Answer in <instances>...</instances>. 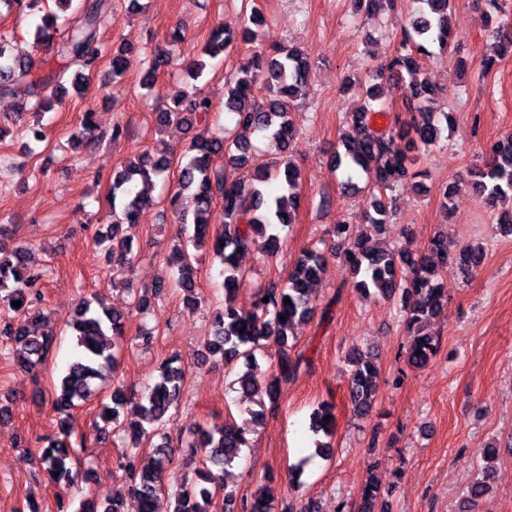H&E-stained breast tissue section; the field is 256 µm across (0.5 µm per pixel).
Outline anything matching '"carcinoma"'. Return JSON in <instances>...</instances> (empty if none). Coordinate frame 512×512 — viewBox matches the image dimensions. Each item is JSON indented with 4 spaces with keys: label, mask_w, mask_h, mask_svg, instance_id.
Wrapping results in <instances>:
<instances>
[{
    "label": "carcinoma",
    "mask_w": 512,
    "mask_h": 512,
    "mask_svg": "<svg viewBox=\"0 0 512 512\" xmlns=\"http://www.w3.org/2000/svg\"><path fill=\"white\" fill-rule=\"evenodd\" d=\"M64 8L73 7L71 17L58 23V16L48 12L36 24L34 42L48 45L60 60V67L43 76L33 70V64L14 59L7 52L4 37L0 35V95L19 96L32 104L38 112H48L53 103L44 94L48 85L63 90L67 71L75 67L78 75L92 71L106 54L101 41V16L94 0H54ZM488 14L501 16L493 35L505 53L512 54V12L508 0H485ZM357 8L367 13L383 11L388 18L400 23L403 41L390 58L382 61L369 76L349 122L360 134L345 137L341 148L331 156L334 171L344 177L343 187L366 192L370 197L366 223L372 231L384 233L389 224L392 200L386 191L402 179L420 173H410L420 159L419 152L439 144L444 133L452 127L449 112L435 107V85L427 76L419 77L417 56L431 54L429 46L439 50L450 48L452 29L449 23L452 0H420L417 12L401 19L393 15L395 0H354ZM250 28L239 37L248 40ZM234 34L218 26L213 28L204 54L215 57L228 52L236 43ZM146 67L144 81L150 84L159 70L169 63V51H159L151 57L134 58L133 50L121 48L112 53V77L119 78L133 64ZM408 74L415 113L410 121L378 130L370 125L373 116L385 111L380 102L378 81L385 74ZM310 62L295 47H280L271 52L258 51L240 64L235 79L227 83L224 108L235 115L237 127L260 133L281 154L282 159L272 164L254 166L255 147L240 136L231 138L222 131L215 134L210 124L211 99L193 87L190 92L176 95L166 109L157 115V123L164 126L181 125L196 130L188 146L186 161L181 167L177 184L166 196L183 228L185 246L175 249L169 257L177 265L174 286L194 293L196 289L193 265L195 255L188 246H201L213 238V255L224 266V305L212 319V335L205 348L212 356L232 362L243 360L245 370L237 383L244 397L265 395L270 404L279 399V385L299 373L303 355L295 353L288 344L292 327L312 318L314 288L325 274V262L316 249L306 250L288 270L283 283L272 282L255 295L251 309L243 310L233 303L234 293L245 281L236 259L253 250L273 254L279 250L277 226L291 224L300 206L299 184L301 171L288 155L296 137L290 116L295 101L308 86ZM171 166L162 150L143 151L112 170V223L105 240L110 242L106 254L112 262L129 268L135 260L132 242L123 235L122 227L135 222L138 212L153 202L150 195L152 178ZM364 186H359L358 180ZM467 183L480 200L490 208L507 201L512 204V134H507L489 147V156L481 167L469 171ZM224 209V224L217 234L210 232V216L216 202ZM332 235L336 249L343 252L345 261L356 275L353 287L365 296L383 300H398L407 313L409 340L407 363L414 368L426 366L435 356L439 338L426 331L427 323L440 315L448 302L447 289L438 283V267L449 262L468 273L480 262L481 251L469 245H452L448 236H434L424 253L415 256L407 249H389L380 244H369V236L354 232L350 224H337ZM13 233L7 225H0V306L17 318L0 320V336L5 344L0 355L13 358L17 368L31 373L45 362L54 345V334L46 331L36 334L30 330L34 321H45L40 311L44 299L46 274L27 265L25 248L8 245ZM269 301L262 302L263 298ZM290 303H284V299ZM19 301L16 308L12 302ZM285 320H280V317ZM125 316L106 305L103 299L82 298L68 327L71 328L77 350L75 359L55 386L52 402L57 410L67 413L83 403L99 399L103 421L112 424V436L125 448L119 460L123 471V485L112 489V495L86 499L77 512H124L125 496L138 497L140 512H155V502L164 494L171 497L170 512H216L222 502L223 512H273L270 499L263 493L252 498H237L236 492L224 490V471L238 462L243 449L248 447L246 435L250 424L260 416L257 410L248 411L241 422L224 424L213 434L202 433L195 443L202 457L195 471L196 478L169 483L172 465L173 437L168 423L177 409L186 378L185 368L178 358L167 359L157 380L136 403L141 422L122 427L121 412L135 400L121 382L112 383L107 392L106 380L115 373L125 345ZM278 346V372L274 378L261 384L258 381L256 353L265 343ZM355 366L350 376V399L354 414L368 415L376 400L378 375L369 357L358 353L349 355ZM330 417L324 421V417ZM335 417L333 405L325 404L313 415L312 428L316 433L330 435ZM44 443L38 454V468L54 484L70 485L76 478L73 466L79 464V452L85 446V435L75 433L68 421H61L59 433L41 439ZM148 447L146 459H140L141 448ZM379 487L370 483L361 494L358 512H380L377 509Z\"/></svg>",
    "instance_id": "obj_1"
}]
</instances>
